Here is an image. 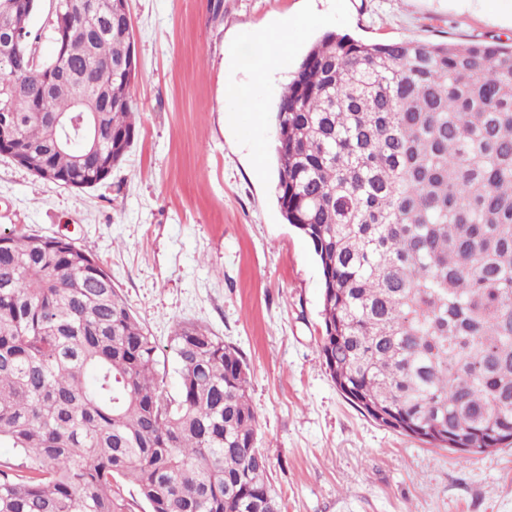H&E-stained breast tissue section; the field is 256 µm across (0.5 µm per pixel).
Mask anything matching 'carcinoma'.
<instances>
[{
  "label": "carcinoma",
  "mask_w": 512,
  "mask_h": 512,
  "mask_svg": "<svg viewBox=\"0 0 512 512\" xmlns=\"http://www.w3.org/2000/svg\"><path fill=\"white\" fill-rule=\"evenodd\" d=\"M73 80L49 88L24 56L0 65L22 120L21 166L94 188L100 159L53 149L37 114H68L82 81L105 101L112 165L137 137L131 82L97 69L133 27L113 0H72ZM281 214L321 270V352L378 425L437 448L512 447V45L368 42L329 32L274 112ZM157 347L89 251L0 233V512H281L256 447L249 365L210 329Z\"/></svg>",
  "instance_id": "cac0c4a2"
}]
</instances>
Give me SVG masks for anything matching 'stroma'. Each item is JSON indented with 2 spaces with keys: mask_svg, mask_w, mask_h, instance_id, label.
<instances>
[{
  "mask_svg": "<svg viewBox=\"0 0 512 512\" xmlns=\"http://www.w3.org/2000/svg\"><path fill=\"white\" fill-rule=\"evenodd\" d=\"M139 135L102 186L67 189L0 155V232L67 236L94 254L153 336L168 388L175 324L207 326L250 367L259 446L282 512H512V447L465 456L379 426L338 392L320 352L321 273L286 224L274 111L323 34L370 42H512V0H129ZM306 18L252 81L255 35ZM240 84L249 104L227 98ZM266 121L257 125L254 113Z\"/></svg>",
  "mask_w": 512,
  "mask_h": 512,
  "instance_id": "obj_1",
  "label": "stroma"
}]
</instances>
